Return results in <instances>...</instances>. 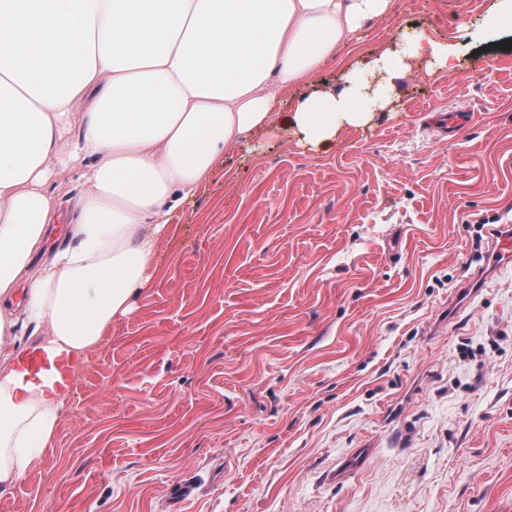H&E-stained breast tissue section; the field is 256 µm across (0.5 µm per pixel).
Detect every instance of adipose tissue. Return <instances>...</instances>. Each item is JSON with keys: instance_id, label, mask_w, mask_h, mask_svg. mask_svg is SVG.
I'll return each instance as SVG.
<instances>
[{"instance_id": "obj_1", "label": "adipose tissue", "mask_w": 512, "mask_h": 512, "mask_svg": "<svg viewBox=\"0 0 512 512\" xmlns=\"http://www.w3.org/2000/svg\"><path fill=\"white\" fill-rule=\"evenodd\" d=\"M391 6L0 0V344L27 329L48 361L89 363L150 287L172 213L226 146L272 122V84L299 83ZM422 56L453 67L448 45L413 33L340 86L301 98L293 126L321 147L384 111ZM59 168L77 170L86 190L52 249L48 186ZM67 401L55 371L0 358V495L52 447Z\"/></svg>"}]
</instances>
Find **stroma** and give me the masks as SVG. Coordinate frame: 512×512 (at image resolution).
Wrapping results in <instances>:
<instances>
[{
  "instance_id": "stroma-1",
  "label": "stroma",
  "mask_w": 512,
  "mask_h": 512,
  "mask_svg": "<svg viewBox=\"0 0 512 512\" xmlns=\"http://www.w3.org/2000/svg\"><path fill=\"white\" fill-rule=\"evenodd\" d=\"M500 0H393L225 147L160 267L79 367L54 448L0 512H512V211ZM415 29L400 97L311 149L289 119ZM467 132L438 133L448 112ZM510 224H499L498 228L493 229L494 239L491 248V256L488 264L489 268L482 271V275L491 273L496 269V264L501 258V261L512 258V236L510 235Z\"/></svg>"
}]
</instances>
